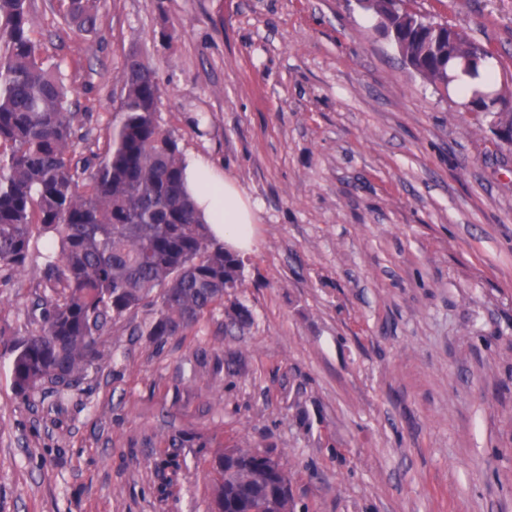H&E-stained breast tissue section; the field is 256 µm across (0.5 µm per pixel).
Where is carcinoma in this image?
Returning a JSON list of instances; mask_svg holds the SVG:
<instances>
[{
  "instance_id": "cac0c4a2",
  "label": "carcinoma",
  "mask_w": 512,
  "mask_h": 512,
  "mask_svg": "<svg viewBox=\"0 0 512 512\" xmlns=\"http://www.w3.org/2000/svg\"><path fill=\"white\" fill-rule=\"evenodd\" d=\"M372 0L373 14L404 63L437 90L459 83L462 106L491 118L512 147V91L482 78L495 51L462 30L409 7ZM29 0H0V281L23 270L35 236L50 238L49 291L31 313L37 331L12 341L16 394L49 383L77 386L100 357L109 323L147 301L156 317L146 335L183 336L224 297L244 287L243 259L218 244L185 187V159L175 133L159 122V85L142 57L126 60L118 112L98 162L75 159L72 89L46 63L31 36ZM96 0H67L63 18L91 28ZM211 512H244L264 502L277 477L247 448L216 455Z\"/></svg>"
}]
</instances>
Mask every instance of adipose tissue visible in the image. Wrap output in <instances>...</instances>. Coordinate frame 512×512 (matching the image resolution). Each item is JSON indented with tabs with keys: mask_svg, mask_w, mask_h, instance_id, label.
<instances>
[{
	"mask_svg": "<svg viewBox=\"0 0 512 512\" xmlns=\"http://www.w3.org/2000/svg\"><path fill=\"white\" fill-rule=\"evenodd\" d=\"M186 187L202 219L210 224L217 243L235 251L253 245V211L237 188L217 174L205 159H185Z\"/></svg>",
	"mask_w": 512,
	"mask_h": 512,
	"instance_id": "ef3b65f1",
	"label": "adipose tissue"
}]
</instances>
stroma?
Here are the masks:
<instances>
[{
	"mask_svg": "<svg viewBox=\"0 0 512 512\" xmlns=\"http://www.w3.org/2000/svg\"><path fill=\"white\" fill-rule=\"evenodd\" d=\"M512 62V0H416ZM30 29L102 153L130 53L161 123L254 209L237 302L187 335L112 322L67 394L21 398L0 345V512H209L222 448H261L294 512H512V148L426 84L356 0H60ZM50 248L0 284L28 335ZM62 2H67L63 10L64 21L84 28L94 26L96 0H62Z\"/></svg>",
	"mask_w": 512,
	"mask_h": 512,
	"instance_id": "1",
	"label": "stroma"
}]
</instances>
